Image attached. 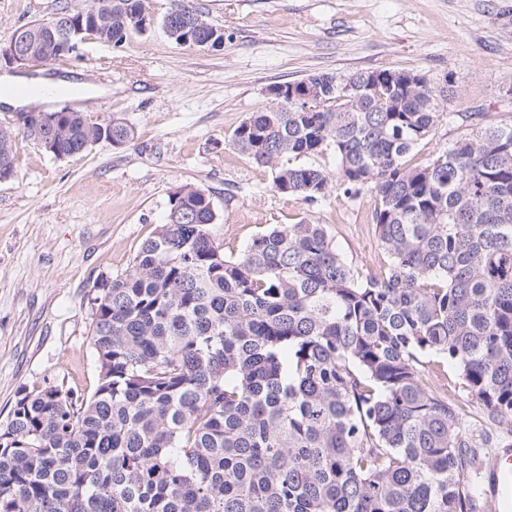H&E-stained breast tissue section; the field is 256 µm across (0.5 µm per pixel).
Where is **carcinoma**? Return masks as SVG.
<instances>
[{"label": "carcinoma", "mask_w": 512, "mask_h": 512, "mask_svg": "<svg viewBox=\"0 0 512 512\" xmlns=\"http://www.w3.org/2000/svg\"><path fill=\"white\" fill-rule=\"evenodd\" d=\"M139 2L112 0L95 37L119 47L150 28ZM284 87L288 111L245 118L234 149L287 196L374 192L386 271L360 274L305 221L228 257L210 195L178 188L129 270L93 286L91 397L18 393L0 512H499L465 478L483 457L460 408L423 377L452 365L512 423V124L473 112L471 133L411 167L448 88L389 70ZM47 116L55 158L102 137L81 112ZM15 137L0 126V181ZM133 138L112 118L113 146ZM326 152L333 171L313 162Z\"/></svg>", "instance_id": "cac0c4a2"}]
</instances>
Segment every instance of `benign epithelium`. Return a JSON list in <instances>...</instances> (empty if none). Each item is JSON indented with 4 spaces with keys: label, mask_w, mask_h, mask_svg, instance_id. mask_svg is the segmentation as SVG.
I'll use <instances>...</instances> for the list:
<instances>
[{
    "label": "benign epithelium",
    "mask_w": 512,
    "mask_h": 512,
    "mask_svg": "<svg viewBox=\"0 0 512 512\" xmlns=\"http://www.w3.org/2000/svg\"><path fill=\"white\" fill-rule=\"evenodd\" d=\"M99 30L112 24V0H93V5L74 16L56 15L39 23L37 31L15 33L9 41L0 47V65L6 67L33 64L41 56L48 58L53 53H71L78 48L79 36L85 32V25ZM167 31L184 36L185 40L199 41L210 27L193 7L183 0L169 13Z\"/></svg>",
    "instance_id": "1"
}]
</instances>
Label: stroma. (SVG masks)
Segmentation results:
<instances>
[{
    "instance_id": "1",
    "label": "stroma",
    "mask_w": 512,
    "mask_h": 512,
    "mask_svg": "<svg viewBox=\"0 0 512 512\" xmlns=\"http://www.w3.org/2000/svg\"><path fill=\"white\" fill-rule=\"evenodd\" d=\"M224 45H179L161 26L175 0H151L154 23L116 48L85 36L76 52L19 69L88 81L99 92L27 101L28 112L65 105L96 123L124 118L135 132L122 147L101 141L57 159L19 131L17 174L0 183V425L21 390L53 383L90 395L97 363L90 345L92 287L124 273L164 223L169 196L193 184L209 192L212 228L226 255H239L268 227L324 225L361 274L386 265L370 222L376 198L329 190L317 202L278 193L268 169L234 150L232 134L250 114L275 108L271 86L315 74L404 70L448 87L441 116L409 156L427 165L469 134L462 113L512 121V0H191ZM92 0H0V44L13 31L77 12ZM445 368L429 389H451L461 425L494 468L497 442L512 431L489 418Z\"/></svg>"
}]
</instances>
